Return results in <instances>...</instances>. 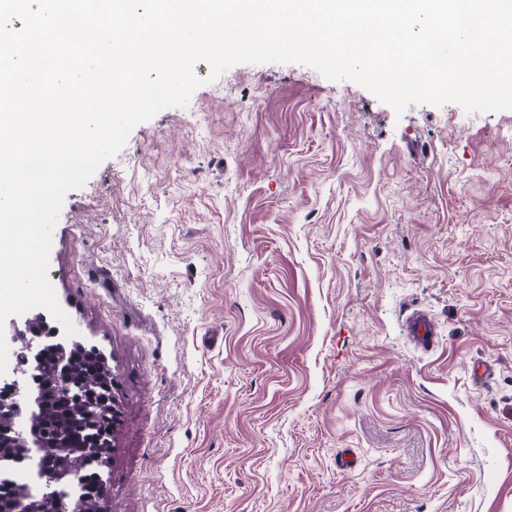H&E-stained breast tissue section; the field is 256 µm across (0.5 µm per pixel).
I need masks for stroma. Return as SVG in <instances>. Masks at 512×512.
<instances>
[{
	"label": "stroma",
	"mask_w": 512,
	"mask_h": 512,
	"mask_svg": "<svg viewBox=\"0 0 512 512\" xmlns=\"http://www.w3.org/2000/svg\"><path fill=\"white\" fill-rule=\"evenodd\" d=\"M195 73L53 231L115 377L100 512H512V111ZM409 330L416 346L424 350L433 347L436 333L432 320L426 313H413L409 320Z\"/></svg>",
	"instance_id": "stroma-1"
}]
</instances>
